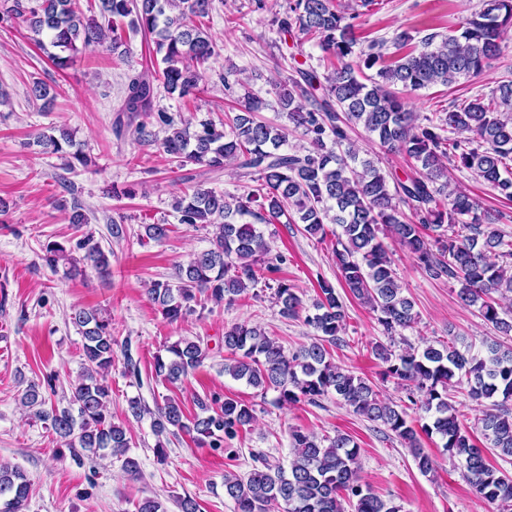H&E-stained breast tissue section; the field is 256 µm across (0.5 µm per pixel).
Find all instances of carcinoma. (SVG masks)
<instances>
[{
    "instance_id": "1",
    "label": "carcinoma",
    "mask_w": 512,
    "mask_h": 512,
    "mask_svg": "<svg viewBox=\"0 0 512 512\" xmlns=\"http://www.w3.org/2000/svg\"><path fill=\"white\" fill-rule=\"evenodd\" d=\"M10 16L26 23L34 41L60 69L73 64L87 50L102 49L124 57V29L154 36L155 53L164 68L153 76L146 71L129 76L122 111L129 121L139 120L138 132L154 114L155 82L170 95L190 102L200 91V67L215 55V44L204 29L214 0H95L101 18L81 16L80 0H9ZM348 6L335 0H288L287 11L277 19L279 29L290 34L314 35L324 53L339 66L320 82L313 70H298L279 92V105L294 131L309 143L306 153H290L286 132L258 120L263 107L257 97L244 98L243 109L229 118L228 126L201 120L195 127L178 126L164 112L158 122L166 127L162 152L184 166L204 164L220 171L233 162L241 176L258 183L256 189L232 199L212 189L197 188L174 202L181 224H212L211 246L195 253L177 267V284L155 281L148 288L162 317L173 323L204 306V302L234 303L259 280L258 264L270 252L263 233L254 224L240 223L249 215L271 224L290 213L312 235L324 234V225L336 224L339 248L336 266L350 293L377 314L387 336L416 323L413 303L402 295L391 261L380 240L388 234L406 248L433 279L450 278L460 285L459 302L479 306L484 321L504 336L512 334V321L504 318L500 299L512 294V266L491 259L512 258V243L489 229L492 215L479 209L465 192L450 187L448 163L473 170L512 199V80H503L491 97H477L465 106L422 122L409 108L405 91L448 85L460 76L477 77L495 58L512 30V0H483L481 9L462 28L434 44L435 34L422 40L421 48L386 63L381 51L355 55L357 39ZM377 69V78L366 84L362 70ZM324 90V98L315 92ZM304 99L307 104L299 103ZM361 125L381 147L404 154L412 172L388 184L373 161L361 159L349 141L348 130ZM468 132L475 138L453 140L447 133ZM33 144L44 153L71 158L69 167L88 165V156L73 132L35 135ZM412 217H407L406 212ZM81 259L71 257L59 242L45 247L43 260L52 270L64 266L75 276L84 264L98 273H111L112 262L90 235L77 243ZM321 298L315 313L305 318L313 341L287 354L275 339L257 325L241 322L224 331V351L230 354L224 373L263 391L278 392L281 406L316 403L336 393L353 413L381 424L407 445L419 471H435L434 458L421 448L407 410L381 398L377 386L336 365L329 351L341 341L345 311L335 289L320 284ZM280 313L295 318L300 299L286 281L274 293ZM72 323L83 338L84 367L72 387L69 406L48 405L50 398L32 386L25 403L36 408L35 417L49 423L60 438L94 455L111 451L123 457V469L139 472L137 461L126 456V430L112 421L107 373L112 369L114 340L109 320L93 309H76ZM375 353L384 364V377L408 390L412 405L425 413L421 425L435 434L443 452L458 459L462 477L474 493L490 503L512 506V475L487 464L484 449L448 401L449 391L468 388L477 403L491 401L481 411L478 427L490 447L512 460V345H487L485 353L452 339L437 348L403 349L394 353L383 344ZM207 356L204 343L181 339L154 358L156 378L175 384L201 366ZM202 414L190 421L180 403L167 399L157 407L154 430L161 435L174 427L200 444L221 447L224 437L253 422V409L230 397L212 413L200 400ZM288 466L259 456L258 466L247 476H224V495L235 512H344L342 500L355 501L354 512H400L362 483L360 450L347 434L324 441L295 429L290 433ZM30 482L24 471L0 465V512H24Z\"/></svg>"
}]
</instances>
